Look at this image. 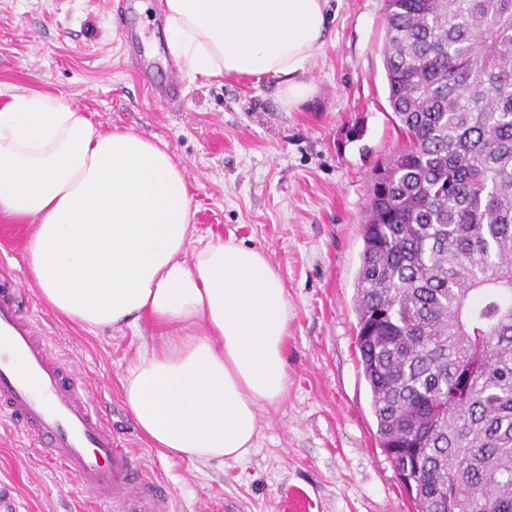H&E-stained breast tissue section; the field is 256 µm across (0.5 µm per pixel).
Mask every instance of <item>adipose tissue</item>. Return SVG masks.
I'll return each instance as SVG.
<instances>
[{"mask_svg": "<svg viewBox=\"0 0 512 512\" xmlns=\"http://www.w3.org/2000/svg\"><path fill=\"white\" fill-rule=\"evenodd\" d=\"M328 0H163L167 46L206 77L274 76L281 102L311 97L307 67ZM35 220L26 264L45 304L88 330L150 322L121 384L162 454L245 458L261 410L288 392L293 309L264 249L195 246L191 196L166 144L99 130L61 97L0 107V216Z\"/></svg>", "mask_w": 512, "mask_h": 512, "instance_id": "obj_1", "label": "adipose tissue"}]
</instances>
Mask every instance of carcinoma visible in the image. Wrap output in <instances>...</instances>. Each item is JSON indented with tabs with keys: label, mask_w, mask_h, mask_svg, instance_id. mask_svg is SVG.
I'll return each instance as SVG.
<instances>
[{
	"label": "carcinoma",
	"mask_w": 512,
	"mask_h": 512,
	"mask_svg": "<svg viewBox=\"0 0 512 512\" xmlns=\"http://www.w3.org/2000/svg\"><path fill=\"white\" fill-rule=\"evenodd\" d=\"M356 343L417 512H512V0H386Z\"/></svg>",
	"instance_id": "carcinoma-1"
}]
</instances>
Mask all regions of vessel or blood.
<instances>
[{
  "mask_svg": "<svg viewBox=\"0 0 512 512\" xmlns=\"http://www.w3.org/2000/svg\"><path fill=\"white\" fill-rule=\"evenodd\" d=\"M140 84L153 96L179 98L176 70L156 80L141 62ZM0 419L34 443L46 460L110 512H156L164 488L122 448L91 388L72 361L58 356L41 320L29 311L14 277L0 274Z\"/></svg>",
  "mask_w": 512,
  "mask_h": 512,
  "instance_id": "vessel-or-blood-1",
  "label": "vessel or blood"
}]
</instances>
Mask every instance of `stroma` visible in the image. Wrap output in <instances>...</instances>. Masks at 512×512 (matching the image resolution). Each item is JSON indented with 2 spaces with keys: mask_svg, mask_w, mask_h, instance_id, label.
<instances>
[{
  "mask_svg": "<svg viewBox=\"0 0 512 512\" xmlns=\"http://www.w3.org/2000/svg\"><path fill=\"white\" fill-rule=\"evenodd\" d=\"M114 0H0V106L12 95L65 98L103 130L167 144L184 166L193 237L268 251L293 308L288 395L261 412L252 452L201 464L162 456L138 428L120 380L139 340L87 330L43 303L25 262L29 221L0 216V271L44 317L57 351L101 398L123 446L164 486L159 512H415L379 445L356 347L355 280L374 168L403 146L383 68L385 0H329L306 77L312 98L287 112L276 77L186 78L176 102L153 100L120 49ZM0 482L18 512H105L0 423Z\"/></svg>",
  "mask_w": 512,
  "mask_h": 512,
  "instance_id": "stroma-1",
  "label": "stroma"
}]
</instances>
